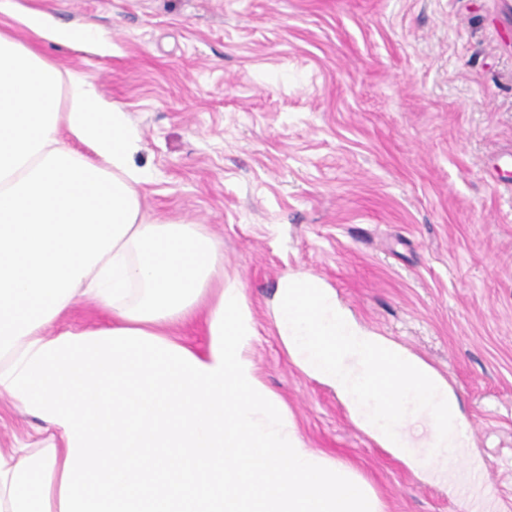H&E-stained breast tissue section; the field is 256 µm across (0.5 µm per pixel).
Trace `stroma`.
Returning a JSON list of instances; mask_svg holds the SVG:
<instances>
[{
	"label": "stroma",
	"instance_id": "stroma-1",
	"mask_svg": "<svg viewBox=\"0 0 512 512\" xmlns=\"http://www.w3.org/2000/svg\"><path fill=\"white\" fill-rule=\"evenodd\" d=\"M0 30L87 77L141 135L143 211L223 244L251 357L305 443L384 512H512V0H12ZM95 26L109 52L20 25ZM322 278L365 328L455 392L462 470L415 473L298 369L272 324L282 278ZM40 418L0 396V448L39 455Z\"/></svg>",
	"mask_w": 512,
	"mask_h": 512
}]
</instances>
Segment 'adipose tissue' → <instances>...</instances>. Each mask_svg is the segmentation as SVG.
<instances>
[{
  "label": "adipose tissue",
  "mask_w": 512,
  "mask_h": 512,
  "mask_svg": "<svg viewBox=\"0 0 512 512\" xmlns=\"http://www.w3.org/2000/svg\"><path fill=\"white\" fill-rule=\"evenodd\" d=\"M18 21L104 42L34 10ZM140 143L92 83L0 31V394L61 439L46 456L0 450V512H382L259 379L242 289L210 305L206 352L168 337L224 267L197 225L143 213ZM81 301L111 322L58 329Z\"/></svg>",
  "instance_id": "ef3b65f1"
}]
</instances>
